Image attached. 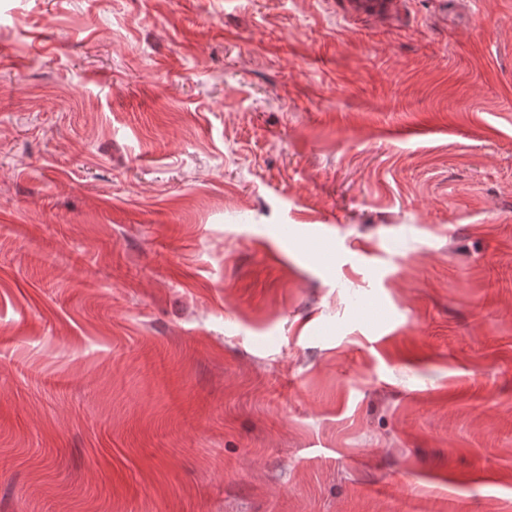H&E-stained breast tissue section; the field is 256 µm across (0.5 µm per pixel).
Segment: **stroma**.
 I'll return each instance as SVG.
<instances>
[{
  "instance_id": "1",
  "label": "stroma",
  "mask_w": 512,
  "mask_h": 512,
  "mask_svg": "<svg viewBox=\"0 0 512 512\" xmlns=\"http://www.w3.org/2000/svg\"><path fill=\"white\" fill-rule=\"evenodd\" d=\"M0 512H512V0H0ZM348 13L351 17L380 16L385 14L394 2L384 0L348 1Z\"/></svg>"
}]
</instances>
